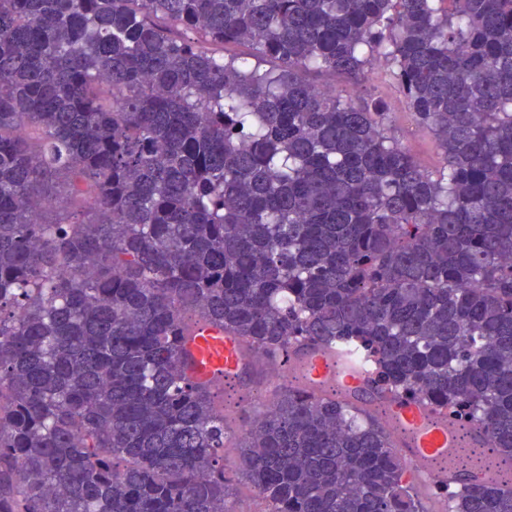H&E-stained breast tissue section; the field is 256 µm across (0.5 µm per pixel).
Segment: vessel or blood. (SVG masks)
<instances>
[{"instance_id":"b4317fda","label":"vessel or blood","mask_w":512,"mask_h":512,"mask_svg":"<svg viewBox=\"0 0 512 512\" xmlns=\"http://www.w3.org/2000/svg\"><path fill=\"white\" fill-rule=\"evenodd\" d=\"M195 372L203 377L221 372L235 374L240 369L236 345L231 337L216 329L202 331L192 345ZM303 369L310 378L319 380L332 376L351 386L365 384L361 369L346 358H332L324 353L307 351ZM395 421L406 431L400 450L409 460L418 477L445 482L451 486L462 484L500 482L497 466L487 465L471 473L455 468L459 448L451 427L432 420L430 413L415 403H397L392 407Z\"/></svg>"}]
</instances>
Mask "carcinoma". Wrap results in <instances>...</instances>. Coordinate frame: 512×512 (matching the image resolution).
<instances>
[{"mask_svg": "<svg viewBox=\"0 0 512 512\" xmlns=\"http://www.w3.org/2000/svg\"><path fill=\"white\" fill-rule=\"evenodd\" d=\"M374 61L441 168L313 80ZM206 325L290 377L267 512H424L300 345L512 458V0H0V512H229Z\"/></svg>", "mask_w": 512, "mask_h": 512, "instance_id": "1", "label": "carcinoma"}]
</instances>
